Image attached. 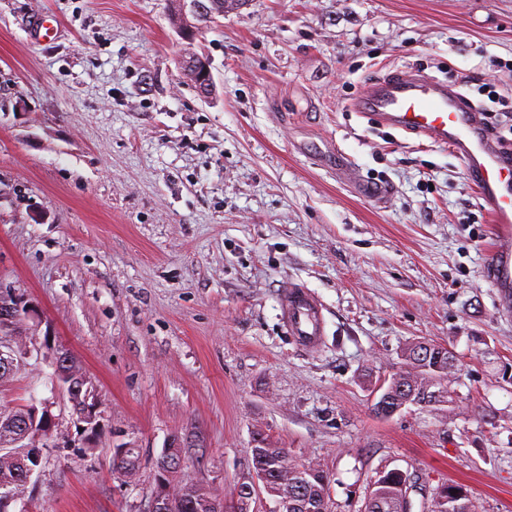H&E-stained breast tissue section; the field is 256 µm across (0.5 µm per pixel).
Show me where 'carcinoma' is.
<instances>
[{
  "label": "carcinoma",
  "mask_w": 512,
  "mask_h": 512,
  "mask_svg": "<svg viewBox=\"0 0 512 512\" xmlns=\"http://www.w3.org/2000/svg\"><path fill=\"white\" fill-rule=\"evenodd\" d=\"M179 27L194 29L209 22L198 15L189 19L186 0H171ZM404 366L384 380V391L374 403L376 414L388 417L409 406L435 410L448 405L450 384L459 372L456 357L448 348L433 342H416L403 352ZM410 476L398 469L381 473L372 483L364 512H406L404 486ZM13 485L22 493L25 485L18 464L0 462V486ZM259 487L260 494L274 504L275 512H328L329 475L321 468L294 461L288 449L256 440L251 449L249 476L238 486L237 502L251 501L250 488ZM454 493L445 485L432 490L428 512H472L469 490L453 484ZM234 505L189 477L185 468L178 470L172 507L169 512H232Z\"/></svg>",
  "instance_id": "cac0c4a2"
}]
</instances>
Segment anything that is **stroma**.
Here are the masks:
<instances>
[{
	"label": "stroma",
	"instance_id": "35a3bbf8",
	"mask_svg": "<svg viewBox=\"0 0 512 512\" xmlns=\"http://www.w3.org/2000/svg\"><path fill=\"white\" fill-rule=\"evenodd\" d=\"M188 50L211 60L210 98L182 76ZM396 70L512 114V0H249L190 41L169 0H0V291L30 306L28 341L71 351L103 414L86 452L61 410L9 512H147L183 434L188 474L228 502L263 437L329 473V512H362L394 468L418 482L412 512L446 481L512 512L493 224L449 149L354 110ZM292 281L325 307L314 353L281 327ZM424 340L459 361L448 406L375 414ZM48 373L28 359L0 408L53 398ZM121 443L140 451L130 478Z\"/></svg>",
	"mask_w": 512,
	"mask_h": 512
}]
</instances>
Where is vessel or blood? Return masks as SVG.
<instances>
[{
    "label": "vessel or blood",
    "mask_w": 512,
    "mask_h": 512,
    "mask_svg": "<svg viewBox=\"0 0 512 512\" xmlns=\"http://www.w3.org/2000/svg\"><path fill=\"white\" fill-rule=\"evenodd\" d=\"M355 108L372 122L427 138L458 156L497 228V244L486 262L489 282L512 289V160L487 141L463 96L439 81L396 71L372 81ZM279 306L288 335L306 349H318L325 322L315 296L291 284L282 289Z\"/></svg>",
    "instance_id": "b4317fda"
}]
</instances>
